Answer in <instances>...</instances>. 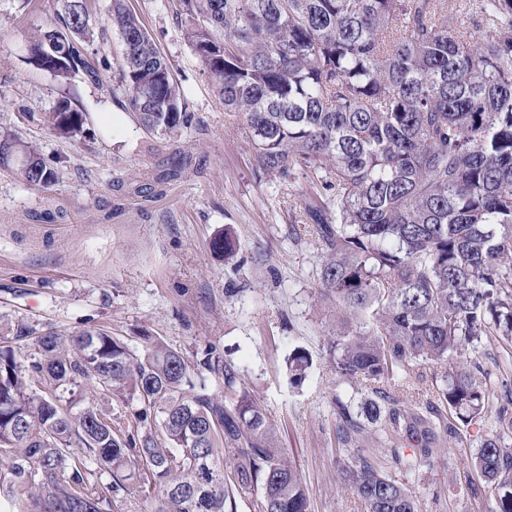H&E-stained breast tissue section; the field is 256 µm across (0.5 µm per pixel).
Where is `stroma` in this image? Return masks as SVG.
Listing matches in <instances>:
<instances>
[{
  "label": "stroma",
  "mask_w": 512,
  "mask_h": 512,
  "mask_svg": "<svg viewBox=\"0 0 512 512\" xmlns=\"http://www.w3.org/2000/svg\"><path fill=\"white\" fill-rule=\"evenodd\" d=\"M110 2L91 0L99 80L65 82L29 50L60 0H0V132L17 136L0 166V338L23 327L103 330L135 347L161 337L192 361L214 351L266 410L310 512H363L336 473V376L324 345L339 315L321 293V253L303 222L317 200L302 176L259 177L241 118L225 111L165 0H126L193 115L180 135L146 132L116 84L121 39ZM66 95L85 115L74 138L45 121ZM30 144L58 171L55 184L21 178ZM227 232L237 241L229 260L210 249ZM300 351L312 363L296 383L289 360ZM491 432H441L435 468L405 479L420 512H493L489 489L468 488L469 457Z\"/></svg>",
  "instance_id": "stroma-1"
}]
</instances>
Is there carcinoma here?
Segmentation results:
<instances>
[{
  "mask_svg": "<svg viewBox=\"0 0 512 512\" xmlns=\"http://www.w3.org/2000/svg\"><path fill=\"white\" fill-rule=\"evenodd\" d=\"M170 2L224 110L241 113L258 172H299L319 198L306 216L321 288L343 312L327 359L336 383L363 393L336 396V447L389 451L338 457L342 485L365 512H419L388 468L430 470L439 424L477 425L494 408L499 431L471 465L495 512H512V402L494 407L490 376L456 361L491 341L512 357V0ZM111 21L126 39L119 81L141 126L163 136L191 126L142 21L123 0H112ZM50 30L70 40L52 75L97 80L87 0H62L30 42L36 62ZM48 122L74 137L85 118L65 97ZM29 160L40 170L24 166L27 183L56 179L36 149ZM210 248L230 256L235 242L226 234ZM28 339L33 356L14 347ZM142 340L141 353L100 332L27 329L0 342V498L15 512H112L120 495L157 490L156 512H309L237 370L213 352L192 363ZM432 363L448 367L434 401L404 398ZM205 372L224 394L194 383ZM30 375L51 390L30 388ZM85 381L138 401L137 420L152 424L115 432L111 415L83 404Z\"/></svg>",
  "mask_w": 512,
  "mask_h": 512,
  "instance_id": "carcinoma-1",
  "label": "carcinoma"
}]
</instances>
